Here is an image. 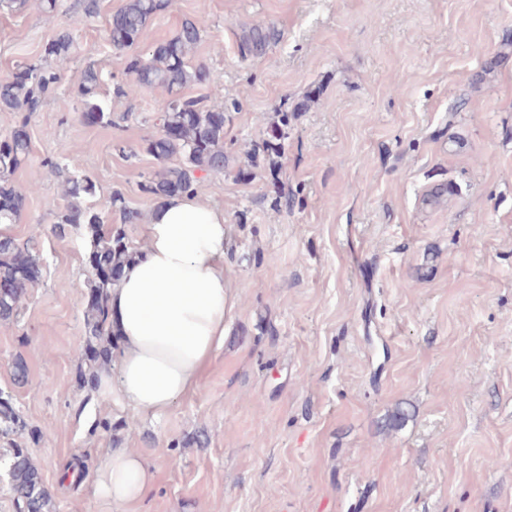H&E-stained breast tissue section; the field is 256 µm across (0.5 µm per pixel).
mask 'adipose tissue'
<instances>
[{"label": "adipose tissue", "mask_w": 512, "mask_h": 512, "mask_svg": "<svg viewBox=\"0 0 512 512\" xmlns=\"http://www.w3.org/2000/svg\"><path fill=\"white\" fill-rule=\"evenodd\" d=\"M146 246L123 270L109 299L117 372H100L95 393L132 412L164 413L195 390L224 346V322L238 295L224 270V210L177 194L152 204ZM147 457L115 448L95 470L93 494L121 512L152 488Z\"/></svg>", "instance_id": "adipose-tissue-1"}]
</instances>
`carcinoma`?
Returning <instances> with one entry per match:
<instances>
[{"mask_svg":"<svg viewBox=\"0 0 512 512\" xmlns=\"http://www.w3.org/2000/svg\"><path fill=\"white\" fill-rule=\"evenodd\" d=\"M171 5V0H123L112 14L109 41L113 49L122 51L136 45L147 25ZM276 36L270 27L255 25L242 32L239 50L242 57L262 54ZM202 41L198 22L185 19L168 39L154 44L147 56H136L127 65L132 80L115 84L112 95L125 98L143 90L159 89L155 102L156 120L161 132L146 140L145 151L159 168L140 183V191L156 202L174 194H194L196 173H222L227 165L224 153V109L213 108L202 97L184 94L192 85L210 80L202 63H192L195 49ZM77 50L73 30L54 36L44 47L45 59L64 62ZM59 73L48 66L24 65L12 76L0 80V110L16 114L15 124L0 137V225L15 224L22 215L25 194L14 184L12 176L30 155L29 115L42 107L57 88ZM104 82L102 72L88 67L82 76L76 96L83 111L82 119L90 124H112L111 113L98 101V90ZM288 138V113H277L271 134L262 144L267 155L279 156L282 141ZM47 165L62 180L63 194L68 199L53 225L60 238L72 230H82L89 240L85 264L108 270L112 276L98 278L88 273L83 283L87 297L83 313L86 336L85 357L94 369L108 364L112 358V338L107 331V301L117 285L123 267L140 254L128 235V225L139 220V213L126 204L124 194L116 190L109 197V213L102 214L84 204L97 195L99 186L88 176H74L58 162ZM42 276V264L35 238L21 244L10 235H0V323L17 320L28 288ZM25 430V422L13 405L12 398L0 392V436L8 438ZM8 488L18 512H53V500L39 468L21 448L14 450L8 468Z\"/></svg>","mask_w":512,"mask_h":512,"instance_id":"1","label":"carcinoma"}]
</instances>
